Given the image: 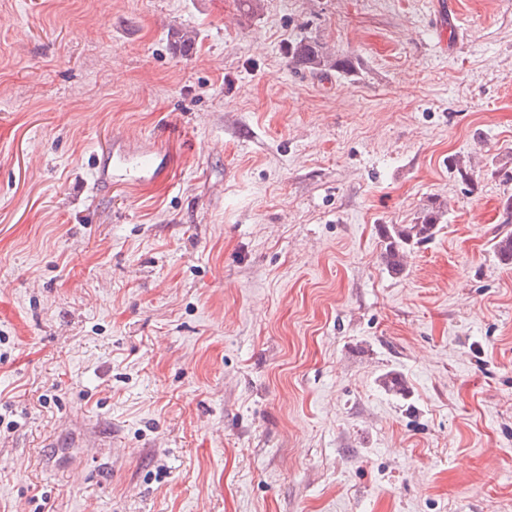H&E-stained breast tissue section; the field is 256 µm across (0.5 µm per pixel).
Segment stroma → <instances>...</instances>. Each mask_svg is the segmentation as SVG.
I'll use <instances>...</instances> for the list:
<instances>
[{
  "label": "stroma",
  "instance_id": "stroma-1",
  "mask_svg": "<svg viewBox=\"0 0 512 512\" xmlns=\"http://www.w3.org/2000/svg\"><path fill=\"white\" fill-rule=\"evenodd\" d=\"M448 12L0 0V512H512V0ZM162 156L153 145L102 152L95 169L91 192L101 195L120 183H144L158 177ZM431 215L423 216L421 224L382 225L385 242L384 258L387 268L397 275L403 271V258L411 246L428 241L437 232Z\"/></svg>",
  "mask_w": 512,
  "mask_h": 512
}]
</instances>
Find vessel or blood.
<instances>
[{"label":"vessel or blood","mask_w":512,"mask_h":512,"mask_svg":"<svg viewBox=\"0 0 512 512\" xmlns=\"http://www.w3.org/2000/svg\"><path fill=\"white\" fill-rule=\"evenodd\" d=\"M162 156L155 146L128 147L101 154L91 191L100 195L123 183H144L158 177Z\"/></svg>","instance_id":"b4317fda"}]
</instances>
